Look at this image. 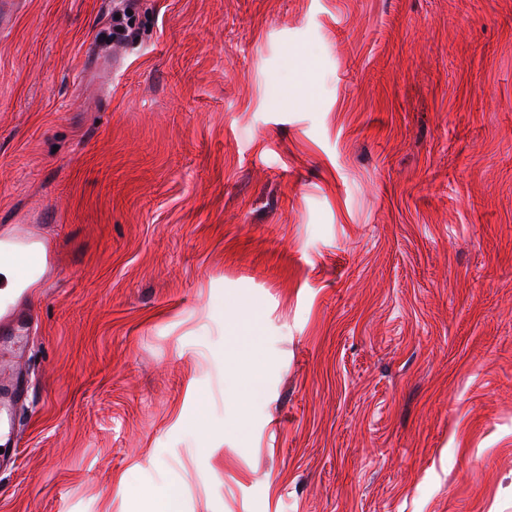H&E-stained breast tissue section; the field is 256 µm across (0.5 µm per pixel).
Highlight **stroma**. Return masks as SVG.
<instances>
[{"label": "stroma", "instance_id": "1", "mask_svg": "<svg viewBox=\"0 0 512 512\" xmlns=\"http://www.w3.org/2000/svg\"><path fill=\"white\" fill-rule=\"evenodd\" d=\"M149 2L0 15V512H512V0ZM119 4V9L112 13V20L109 27L103 30L100 34L101 40L110 44L112 41L117 39H132L134 37V31L129 24L131 16L135 13L137 6L140 4V0H120L115 1ZM128 11L132 12V15L128 14ZM115 15H120V19H116ZM124 20L126 22L124 23ZM4 243L10 246V254L2 253L3 258L12 257L13 266L10 262H0V275L5 282L4 288H13V269L15 285L17 287L28 288V277L31 269L41 259L40 245L30 239L4 238ZM1 334L5 338L17 336V343H22V336H25L24 327L28 320L19 315L18 308H9L1 314ZM27 380L22 376H17L14 380L4 383L0 391V407L1 402L16 407L21 401L27 397Z\"/></svg>", "mask_w": 512, "mask_h": 512}]
</instances>
